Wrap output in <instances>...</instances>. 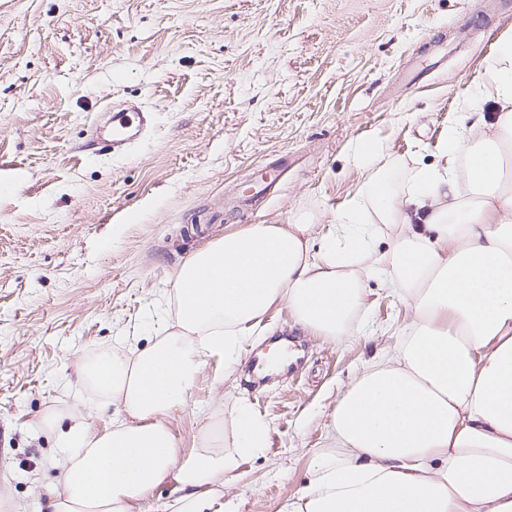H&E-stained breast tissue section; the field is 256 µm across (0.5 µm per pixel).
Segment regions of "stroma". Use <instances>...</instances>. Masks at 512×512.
I'll list each match as a JSON object with an SVG mask.
<instances>
[{"mask_svg":"<svg viewBox=\"0 0 512 512\" xmlns=\"http://www.w3.org/2000/svg\"><path fill=\"white\" fill-rule=\"evenodd\" d=\"M512 0H0V512H48L63 461L35 423L90 398L75 366L147 339L172 275L249 224L332 215L366 179L351 147L438 163L482 98ZM152 130L91 149L105 104ZM363 335L336 345L273 307L241 345L235 397L268 426L223 512H277L310 479L339 392L412 317L368 281ZM301 364L255 382L279 337ZM214 365L176 433L190 451L224 399Z\"/></svg>","mask_w":512,"mask_h":512,"instance_id":"1","label":"stroma"}]
</instances>
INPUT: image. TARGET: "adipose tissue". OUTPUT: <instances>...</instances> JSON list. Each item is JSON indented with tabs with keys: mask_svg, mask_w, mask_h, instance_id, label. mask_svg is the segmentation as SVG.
<instances>
[{
	"mask_svg": "<svg viewBox=\"0 0 512 512\" xmlns=\"http://www.w3.org/2000/svg\"><path fill=\"white\" fill-rule=\"evenodd\" d=\"M487 82L498 114L453 122L439 162L397 186L378 145L331 223L250 224L192 252L153 335L78 365L96 406L38 421L63 480L50 512H133L155 488L159 512H216L267 425L241 399L218 411L183 456L174 423L195 404L208 359L232 375L244 336L274 306L341 343L361 335L367 280L412 309L396 342L344 387L311 478L278 512H512V39ZM113 408L99 429V410Z\"/></svg>",
	"mask_w": 512,
	"mask_h": 512,
	"instance_id": "adipose-tissue-1",
	"label": "adipose tissue"
}]
</instances>
